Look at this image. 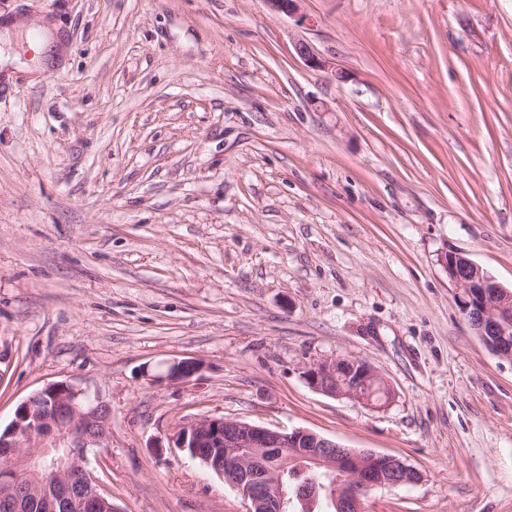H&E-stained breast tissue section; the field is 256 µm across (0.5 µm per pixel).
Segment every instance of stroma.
<instances>
[{
    "mask_svg": "<svg viewBox=\"0 0 512 512\" xmlns=\"http://www.w3.org/2000/svg\"><path fill=\"white\" fill-rule=\"evenodd\" d=\"M0 0V428L68 381L112 409L114 512H243L172 446L224 416L401 458L364 512H512V361L438 262L512 290V0ZM307 42L327 64L307 67ZM345 80H336V72ZM360 358L383 408L310 388ZM190 381L152 382L174 360Z\"/></svg>",
    "mask_w": 512,
    "mask_h": 512,
    "instance_id": "1",
    "label": "stroma"
}]
</instances>
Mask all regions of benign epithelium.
I'll return each instance as SVG.
<instances>
[{"instance_id": "benign-epithelium-1", "label": "benign epithelium", "mask_w": 512, "mask_h": 512, "mask_svg": "<svg viewBox=\"0 0 512 512\" xmlns=\"http://www.w3.org/2000/svg\"><path fill=\"white\" fill-rule=\"evenodd\" d=\"M267 2L278 12L307 21L300 12L301 0ZM296 51L308 67L325 68L307 43H298ZM438 262L448 271L457 288L459 308L478 336L493 353L511 361L512 347L497 337L512 334V291L456 252L440 253ZM201 370L200 363L183 359L169 367L165 379L189 380ZM306 380L317 391L369 406L373 397L366 395L368 390L389 389L371 364L352 357L318 362L307 370ZM43 391L52 401L45 406L34 398L25 399L16 410L10 432L0 438V508L19 512L28 500L19 479L36 473L37 454L30 449L39 448L45 454L61 448L64 453L54 462L55 480L46 484L43 508L46 512H99L108 506L106 493L82 462L88 449L108 447L110 406L99 393L67 381L50 384ZM173 444L195 449V457L208 464L212 458L200 449H224V463H215V470L246 503V512H294L296 503L309 507L322 495L333 512H363V500L371 492L422 479L419 471L396 456L346 448L305 429L285 431L223 417H202L184 424L174 434ZM303 462L329 475L340 473L346 481L329 486L308 483L294 499L283 478L288 468Z\"/></svg>"}]
</instances>
